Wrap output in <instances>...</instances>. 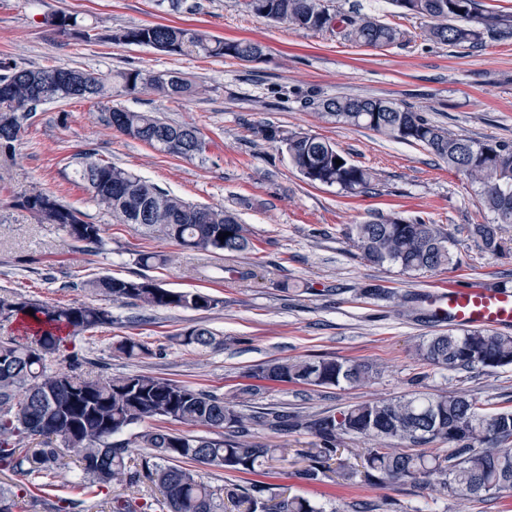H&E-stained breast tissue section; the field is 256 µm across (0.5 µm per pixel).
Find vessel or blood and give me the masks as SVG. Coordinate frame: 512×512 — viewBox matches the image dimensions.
Instances as JSON below:
<instances>
[{
  "label": "vessel or blood",
  "mask_w": 512,
  "mask_h": 512,
  "mask_svg": "<svg viewBox=\"0 0 512 512\" xmlns=\"http://www.w3.org/2000/svg\"><path fill=\"white\" fill-rule=\"evenodd\" d=\"M438 315L480 329L512 325V293L480 285L449 287L432 300Z\"/></svg>",
  "instance_id": "obj_1"
}]
</instances>
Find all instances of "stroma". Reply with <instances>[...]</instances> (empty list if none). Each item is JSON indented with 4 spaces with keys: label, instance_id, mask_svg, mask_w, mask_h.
Instances as JSON below:
<instances>
[{
    "label": "stroma",
    "instance_id": "stroma-1",
    "mask_svg": "<svg viewBox=\"0 0 512 512\" xmlns=\"http://www.w3.org/2000/svg\"><path fill=\"white\" fill-rule=\"evenodd\" d=\"M0 0V58L21 67H78L102 75L129 68L179 72L202 85V94L169 99L123 93L96 103L71 100L38 106L22 122L12 153L0 154V287L25 298L69 304L91 301L112 312V325L68 345L88 360L90 373H144L232 397L258 365L274 359L336 358L365 361L381 373L367 386L317 388L264 381L243 413L285 407L304 415L337 412L361 401L422 392L462 391L481 407L512 409V367L448 372L415 352L427 337L447 331L434 316L431 295L448 285L512 281V225L505 249L490 255L468 233L492 216L463 174L427 150L388 140L365 128L321 117L313 100L337 95L376 97L414 105L436 124L480 140L512 141V37H485L477 46L436 44L421 35L423 22L399 13L390 0H327L331 10L373 15L405 30L397 45L371 50L335 33L292 29L258 17L245 0ZM78 16L97 37L82 41L53 33L45 17ZM175 24L227 39L261 43L259 62L202 58L116 45L109 34L124 27ZM156 113L189 124L206 142L203 156L166 155L123 136L105 122L108 108ZM269 124L283 131L323 137L351 161L373 169L372 193L348 197L338 187L306 183L281 144L254 136ZM90 153L193 203L221 207L250 225L255 251L238 257L190 251L139 224L120 223L72 181L75 156ZM41 191L101 225L102 241L84 251L57 225L37 222L16 207L17 197ZM395 212L440 225L459 263L423 275L366 261L349 233L374 212ZM167 256L146 269L139 253ZM155 279L166 288H196L220 298L210 311L146 309L120 304L82 289L92 275ZM380 282L416 297L418 318L403 316L392 301L361 295V284ZM202 325L215 345L178 344L176 337ZM143 341L147 355H115L113 341ZM199 479L214 486L288 489L322 512H512V497L474 502L410 484L340 485L300 479L291 464L271 476L200 465ZM80 472L65 457L47 504L31 505L26 477L0 471L25 512H54L58 499L80 501L83 512H111L116 486L92 497L78 485Z\"/></svg>",
    "mask_w": 512,
    "mask_h": 512
}]
</instances>
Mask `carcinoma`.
<instances>
[{"mask_svg":"<svg viewBox=\"0 0 512 512\" xmlns=\"http://www.w3.org/2000/svg\"><path fill=\"white\" fill-rule=\"evenodd\" d=\"M405 15L427 20L423 36L446 45L482 43L486 34L512 36V13H487L480 0H393ZM256 16L309 31L336 30L357 45L381 49L405 37L402 30L374 17L332 13L325 0H246ZM45 22L63 35L90 38L77 18L66 12ZM115 44L149 46L184 56L232 58L256 62L264 47L251 40H224L186 27L147 24L111 34ZM90 82L87 99L101 101L112 92L137 91L158 97H190L202 92L177 72L141 69L117 71L111 77L71 68ZM58 68H19L0 59V83L10 82L11 95L0 98V153H10L22 121L36 107L74 99L69 86L58 80ZM47 83L49 96L31 102L28 76ZM322 116L347 127H365L392 140L418 145L448 163L477 187L480 202L493 215L490 224H473L470 235L485 253L504 249L501 231L512 224V142L481 141L452 133L407 103L373 97L336 96L317 101ZM107 125L172 156L193 158L206 151L198 129L170 123L153 112L109 109ZM256 137L284 145L298 173L311 185L337 186L347 194H367L375 173L352 163L330 141L305 132L285 133L269 125L253 128ZM342 160L338 165L335 160ZM74 183L94 201L112 210L124 224L148 208L145 228L156 230L179 246L210 253H248L255 250L252 233L238 216L223 208L189 203L110 162L85 154L73 171ZM16 206L40 223L56 224L84 248L102 240V229L83 219L78 210L53 195L33 191ZM229 233L220 239L223 233ZM357 247L372 264H390L408 275L435 272L458 263L448 236L437 224L407 221L396 214H378L352 228ZM82 287L101 292L112 301L143 308L208 311L221 300L195 290L164 288L146 276L135 279L110 275L86 281ZM28 317L34 342L0 338V469L33 480L52 476L62 466L61 449L73 453L81 467V486L90 495L121 485L132 491L149 481L162 495L164 512H322L309 500L283 492L263 496L236 487L213 486L198 479L194 464L216 465L229 472L254 474L271 462L293 456L299 475L318 480L331 472L344 480L366 484L406 482L442 494L485 500L512 491V409L487 411L464 392L404 395L360 402L317 418L280 411L245 415L237 404L212 390L178 384L147 374L118 376L84 374L82 363L54 366L62 336L73 339L112 325V312L92 302L57 305L34 302L0 289V321ZM182 345L209 347L214 333L204 326L178 336ZM112 349L136 358L148 353L144 343L124 337ZM417 355L443 370H483L512 366V336L493 330L458 328L427 338ZM379 375L376 365L355 360H272L258 366L257 379L329 388L366 385ZM229 431L215 437L192 435L170 424ZM274 431L306 429L315 437L308 448L294 451L249 440L251 428ZM133 431L129 437L122 434ZM370 438L373 448L362 449L359 463L337 456L345 436ZM446 445L448 453H427L420 447ZM134 448L148 453L138 467L129 465Z\"/></svg>","mask_w":512,"mask_h":512,"instance_id":"1","label":"carcinoma"}]
</instances>
